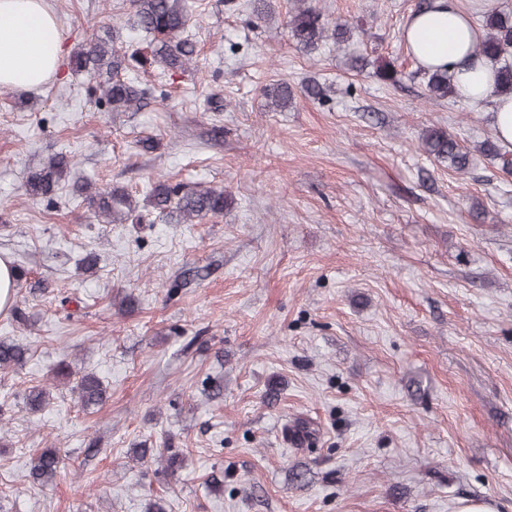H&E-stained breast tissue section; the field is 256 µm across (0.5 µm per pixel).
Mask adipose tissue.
I'll return each instance as SVG.
<instances>
[{
	"mask_svg": "<svg viewBox=\"0 0 512 512\" xmlns=\"http://www.w3.org/2000/svg\"><path fill=\"white\" fill-rule=\"evenodd\" d=\"M480 38L456 0H434L432 9L414 15L405 29V39L422 65L454 67L468 102L490 101L494 131L510 144L512 96H492L493 72L474 58ZM63 54L58 21L44 0H0L1 87L40 86Z\"/></svg>",
	"mask_w": 512,
	"mask_h": 512,
	"instance_id": "adipose-tissue-1",
	"label": "adipose tissue"
}]
</instances>
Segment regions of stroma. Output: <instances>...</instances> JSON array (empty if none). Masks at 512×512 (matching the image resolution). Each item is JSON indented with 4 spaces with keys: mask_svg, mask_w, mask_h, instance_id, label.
Masks as SVG:
<instances>
[{
    "mask_svg": "<svg viewBox=\"0 0 512 512\" xmlns=\"http://www.w3.org/2000/svg\"><path fill=\"white\" fill-rule=\"evenodd\" d=\"M46 2L70 53L131 11ZM271 2L257 24L250 0H185L196 58L172 85L148 76L136 112L100 110L64 64L0 87V256L25 268L30 316L0 315L29 349L0 370V512H512V177L481 156L457 174L420 140L439 127L475 146L494 115L427 99L402 37L419 0H317L359 37L311 54L287 35L292 0ZM355 55L393 62L399 84L351 70ZM279 82L282 110L264 95ZM58 153L57 196L30 200L27 176ZM161 177L223 188V216L109 224L72 196L78 181L142 200ZM62 360L105 401L82 408ZM35 385L51 397L31 412ZM296 419L314 444L285 441ZM165 440L184 456L171 475L140 456ZM43 448L62 474L18 490Z\"/></svg>",
    "mask_w": 512,
    "mask_h": 512,
    "instance_id": "35a3bbf8",
    "label": "stroma"
}]
</instances>
